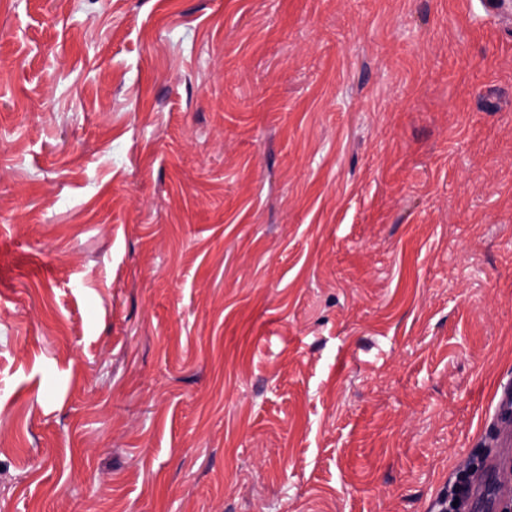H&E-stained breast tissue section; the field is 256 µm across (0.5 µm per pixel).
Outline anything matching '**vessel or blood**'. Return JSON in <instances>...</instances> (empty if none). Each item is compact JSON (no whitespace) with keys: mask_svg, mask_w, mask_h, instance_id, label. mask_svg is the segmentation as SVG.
<instances>
[{"mask_svg":"<svg viewBox=\"0 0 512 512\" xmlns=\"http://www.w3.org/2000/svg\"><path fill=\"white\" fill-rule=\"evenodd\" d=\"M487 454L472 472L462 512H512V384L500 385L484 421Z\"/></svg>","mask_w":512,"mask_h":512,"instance_id":"obj_1","label":"vessel or blood"}]
</instances>
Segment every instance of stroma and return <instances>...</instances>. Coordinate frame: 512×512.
<instances>
[{
    "label": "stroma",
    "mask_w": 512,
    "mask_h": 512,
    "mask_svg": "<svg viewBox=\"0 0 512 512\" xmlns=\"http://www.w3.org/2000/svg\"><path fill=\"white\" fill-rule=\"evenodd\" d=\"M510 378L483 0H0V512H430Z\"/></svg>",
    "instance_id": "obj_1"
}]
</instances>
